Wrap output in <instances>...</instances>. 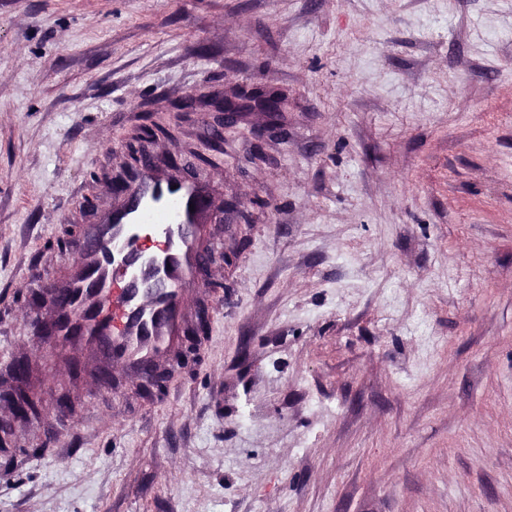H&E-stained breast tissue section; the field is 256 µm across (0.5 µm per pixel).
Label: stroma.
<instances>
[{
    "label": "stroma",
    "instance_id": "stroma-1",
    "mask_svg": "<svg viewBox=\"0 0 512 512\" xmlns=\"http://www.w3.org/2000/svg\"><path fill=\"white\" fill-rule=\"evenodd\" d=\"M261 87L215 136L173 103ZM211 178L160 393L31 324L146 122ZM247 223H240V216ZM0 512H512V0H0Z\"/></svg>",
    "mask_w": 512,
    "mask_h": 512
}]
</instances>
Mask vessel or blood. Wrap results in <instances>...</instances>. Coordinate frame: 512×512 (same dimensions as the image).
<instances>
[{"mask_svg":"<svg viewBox=\"0 0 512 512\" xmlns=\"http://www.w3.org/2000/svg\"><path fill=\"white\" fill-rule=\"evenodd\" d=\"M210 186L146 157L78 237L67 275L42 289L55 336L148 375L181 335L199 275L198 243L212 221Z\"/></svg>","mask_w":512,"mask_h":512,"instance_id":"obj_1","label":"vessel or blood"}]
</instances>
